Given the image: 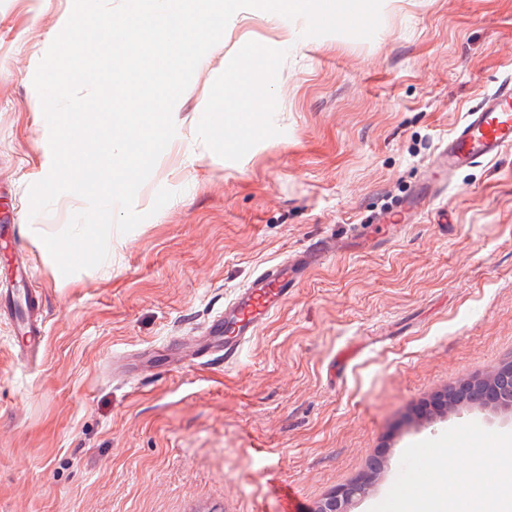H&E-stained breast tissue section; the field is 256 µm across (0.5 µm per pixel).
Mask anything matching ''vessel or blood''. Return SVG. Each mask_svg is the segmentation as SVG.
I'll return each instance as SVG.
<instances>
[{
    "mask_svg": "<svg viewBox=\"0 0 512 512\" xmlns=\"http://www.w3.org/2000/svg\"><path fill=\"white\" fill-rule=\"evenodd\" d=\"M511 149L512 88H500L487 95L477 110L467 113L440 145L431 166L433 184L448 187L458 170L496 159ZM330 251V246L322 245L256 274L225 301L223 314L211 322L204 340L177 347L178 360L197 364L214 352L222 353L228 364L239 360L246 345L280 310L307 269Z\"/></svg>",
    "mask_w": 512,
    "mask_h": 512,
    "instance_id": "vessel-or-blood-1",
    "label": "vessel or blood"
}]
</instances>
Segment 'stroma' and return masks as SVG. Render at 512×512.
I'll return each mask as SVG.
<instances>
[{"label": "stroma", "mask_w": 512, "mask_h": 512, "mask_svg": "<svg viewBox=\"0 0 512 512\" xmlns=\"http://www.w3.org/2000/svg\"><path fill=\"white\" fill-rule=\"evenodd\" d=\"M72 8L0 0V225L16 227L0 290L27 262L45 315L31 360L0 318V512H312L365 477L352 512H392L444 476L493 480L512 413L436 400L512 361V150L456 172L414 223L382 217L512 83V0H382L370 39L243 10L181 96L135 198L144 220L64 277L41 237L86 203L66 193L34 216L29 188L52 156L33 76ZM257 46L274 79L250 136L236 79ZM162 188L175 196L152 211ZM359 224L365 246L310 269L237 365L171 370L253 276ZM473 426L489 444H469ZM420 440L421 469L393 490Z\"/></svg>", "instance_id": "35a3bbf8"}]
</instances>
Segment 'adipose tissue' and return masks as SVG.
Listing matches in <instances>:
<instances>
[{
	"label": "adipose tissue",
	"mask_w": 512,
	"mask_h": 512,
	"mask_svg": "<svg viewBox=\"0 0 512 512\" xmlns=\"http://www.w3.org/2000/svg\"><path fill=\"white\" fill-rule=\"evenodd\" d=\"M497 477L490 484H476L466 493H449L444 481L428 490L400 499L396 512H507L512 507V438L500 437L496 450Z\"/></svg>",
	"instance_id": "obj_1"
}]
</instances>
